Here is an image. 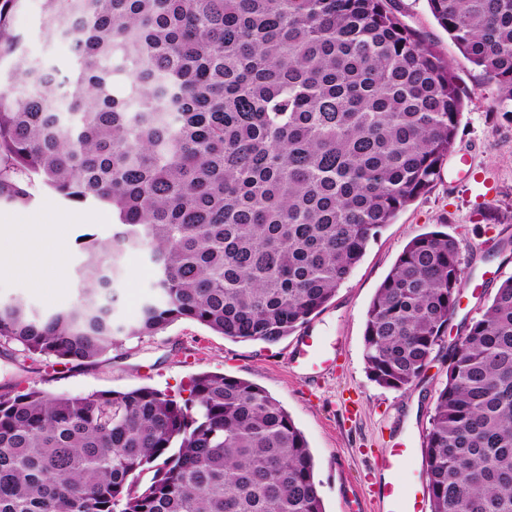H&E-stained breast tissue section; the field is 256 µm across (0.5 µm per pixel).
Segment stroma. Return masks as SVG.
<instances>
[{
    "instance_id": "1",
    "label": "stroma",
    "mask_w": 512,
    "mask_h": 512,
    "mask_svg": "<svg viewBox=\"0 0 512 512\" xmlns=\"http://www.w3.org/2000/svg\"><path fill=\"white\" fill-rule=\"evenodd\" d=\"M398 6L402 21L452 62L466 93L465 107L455 150L433 188L401 210L370 241L335 297L304 328L305 333L335 344L340 355L336 369L315 377L297 367L294 334L273 344L236 342L182 319L152 336L120 338L90 366L29 360L18 345L2 346L0 394L37 388L84 396L143 385L175 394L187 388L196 374L222 373L265 389L288 411L308 441L325 512H369L366 476L375 470L381 449L396 435H409L414 442L415 454L403 467L405 477L421 474L423 441L435 395L447 379L448 349L480 317L499 284L512 277V112L491 110L492 90L482 70L464 58L438 25L427 0H398ZM41 7V0H28L15 26L31 56L48 58L61 74H69L72 53L67 43L47 41ZM26 188L30 204H1L0 221L52 224L62 214L76 215V222L59 229L66 271L56 275L39 267L30 278L0 277V299L19 297L38 312H50L70 306L76 298V271L82 262L78 238L88 232L110 237L115 217L103 204L66 202L36 179ZM435 228L460 244V305L425 373L406 388L387 389L372 381L366 369L367 311L406 244ZM153 279V267L144 256H126L115 309L118 321L137 318L142 303L153 294Z\"/></svg>"
}]
</instances>
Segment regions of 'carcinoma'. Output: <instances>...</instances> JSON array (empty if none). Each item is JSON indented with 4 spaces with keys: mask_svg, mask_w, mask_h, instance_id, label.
Segmentation results:
<instances>
[{
    "mask_svg": "<svg viewBox=\"0 0 512 512\" xmlns=\"http://www.w3.org/2000/svg\"><path fill=\"white\" fill-rule=\"evenodd\" d=\"M25 0H0V202L37 178L108 204L87 233L78 296L47 314L0 301V344L92 365L119 336L180 319L276 343L336 295L369 242L434 185L464 97L452 65L395 0H43L73 78L23 48ZM512 103V0H428ZM125 84L114 94L115 78ZM459 242L413 238L367 313L371 379L419 378L459 305ZM130 253L155 268L132 324L114 319ZM430 512H512V277L448 351L425 437ZM0 512H324L314 459L259 386L192 377L86 396L0 395Z\"/></svg>",
    "mask_w": 512,
    "mask_h": 512,
    "instance_id": "1",
    "label": "carcinoma"
}]
</instances>
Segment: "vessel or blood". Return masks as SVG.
Listing matches in <instances>:
<instances>
[{"mask_svg": "<svg viewBox=\"0 0 512 512\" xmlns=\"http://www.w3.org/2000/svg\"><path fill=\"white\" fill-rule=\"evenodd\" d=\"M297 358L312 371L330 370L335 359L327 342L308 335L297 343ZM414 453L410 440L389 445L381 452V471L371 479V493L376 512H427V490L420 480H407L400 472L403 462Z\"/></svg>", "mask_w": 512, "mask_h": 512, "instance_id": "obj_1", "label": "vessel or blood"}]
</instances>
